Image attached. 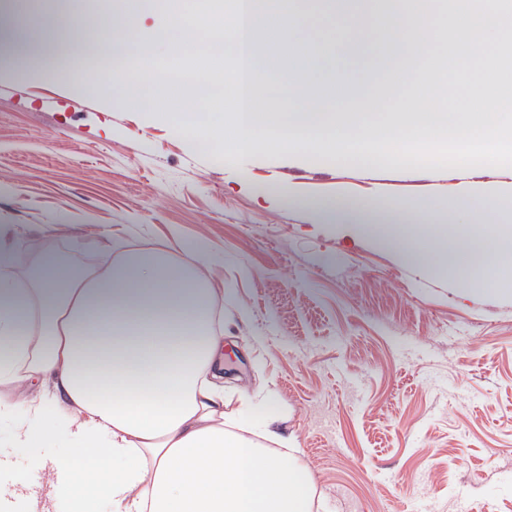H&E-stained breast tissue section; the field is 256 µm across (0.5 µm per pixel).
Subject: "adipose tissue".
I'll return each instance as SVG.
<instances>
[{"instance_id":"obj_1","label":"adipose tissue","mask_w":512,"mask_h":512,"mask_svg":"<svg viewBox=\"0 0 512 512\" xmlns=\"http://www.w3.org/2000/svg\"><path fill=\"white\" fill-rule=\"evenodd\" d=\"M401 2L396 9L392 0H342L332 13L326 0H231L232 23L205 31L177 0L163 12L157 0H120L117 11L94 17L79 0H56L54 33L21 23L0 29V68L25 62L40 79L79 92L106 85L138 109L189 110L174 132L221 149L224 129L199 121L212 98L157 74L143 40L151 19L155 38L171 48L233 60L228 80L238 91L229 120L238 153L261 150L273 134L289 154L342 166L357 151L403 155L413 141L439 148L436 129L454 115L432 111L430 94L419 92L403 102L401 119L360 115L344 123L336 112L346 94L340 77L311 91L273 85L284 53L305 51L307 29L330 39L340 55L364 42L390 45L404 77L423 59L440 69L461 56L458 80L468 90L512 63L501 44L478 37L472 0H454L449 13L436 10V0ZM91 27L93 40L85 36ZM275 97L285 100L276 111L258 108V99ZM461 106L453 198L379 194L353 202L282 188L258 196L335 225L346 238L402 248L419 265L440 253L457 273L483 276L486 284L512 279V185L475 180L469 162L477 151L512 158V138L500 134L512 113L492 94L478 106L463 98ZM180 253L175 260L166 248L141 249L79 276L47 254L36 281L22 288L14 274L29 253L0 245V416L15 418L12 445L0 448V472L25 456L39 481L30 495L1 484L0 512H50L58 499L71 512H98L102 497L112 512H311L312 479L279 417H269L257 436L242 419L248 394L228 409L219 371L224 329L215 317L223 283L206 275L204 245L186 244ZM54 434L67 439L65 453L48 449Z\"/></svg>"}]
</instances>
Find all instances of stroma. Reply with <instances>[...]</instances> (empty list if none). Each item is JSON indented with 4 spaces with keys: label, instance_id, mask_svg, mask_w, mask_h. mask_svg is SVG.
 <instances>
[{
    "label": "stroma",
    "instance_id": "stroma-1",
    "mask_svg": "<svg viewBox=\"0 0 512 512\" xmlns=\"http://www.w3.org/2000/svg\"><path fill=\"white\" fill-rule=\"evenodd\" d=\"M314 45L280 79L339 72L347 112L378 117L434 78L425 65L396 85L387 46L339 59L330 41ZM454 168L444 150L366 152L345 167L271 146L226 159L108 90L0 73V242L95 264L205 244L224 282V389L270 392L312 478V512H512V293L479 295L480 280L251 191L448 197Z\"/></svg>",
    "mask_w": 512,
    "mask_h": 512
}]
</instances>
